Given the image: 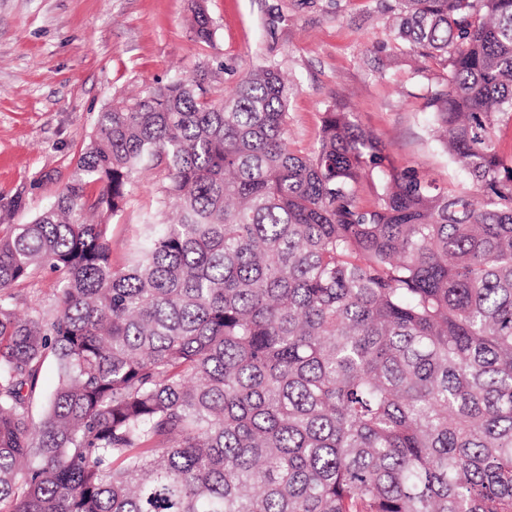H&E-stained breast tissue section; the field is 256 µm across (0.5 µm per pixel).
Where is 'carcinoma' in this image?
I'll use <instances>...</instances> for the list:
<instances>
[{
    "instance_id": "obj_1",
    "label": "carcinoma",
    "mask_w": 512,
    "mask_h": 512,
    "mask_svg": "<svg viewBox=\"0 0 512 512\" xmlns=\"http://www.w3.org/2000/svg\"><path fill=\"white\" fill-rule=\"evenodd\" d=\"M394 15L448 68L431 132L470 189L341 107L296 150L292 80L216 100L201 68L97 113L50 205L0 224V512H512V0ZM145 169L175 217L116 268ZM43 268L50 315L18 292Z\"/></svg>"
}]
</instances>
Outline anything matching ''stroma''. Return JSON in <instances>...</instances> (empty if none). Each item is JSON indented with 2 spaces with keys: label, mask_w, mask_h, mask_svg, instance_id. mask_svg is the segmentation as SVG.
I'll use <instances>...</instances> for the list:
<instances>
[{
  "label": "stroma",
  "mask_w": 512,
  "mask_h": 512,
  "mask_svg": "<svg viewBox=\"0 0 512 512\" xmlns=\"http://www.w3.org/2000/svg\"><path fill=\"white\" fill-rule=\"evenodd\" d=\"M394 0H205L211 43L198 42L190 0H0V200L22 195L13 223L42 211L68 180L93 120L108 104L197 67L211 97L249 70L274 66L296 83L288 106L294 148L316 141L337 104L383 141L399 168L465 188L430 135L428 99L447 70L396 50ZM161 175L139 174L113 219L112 262L126 263L147 219L171 213Z\"/></svg>",
  "instance_id": "35a3bbf8"
}]
</instances>
